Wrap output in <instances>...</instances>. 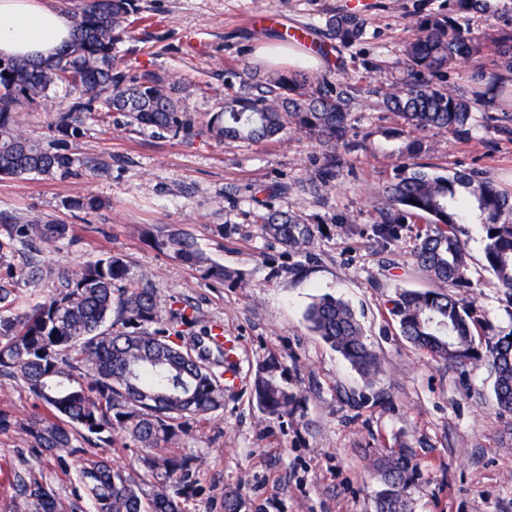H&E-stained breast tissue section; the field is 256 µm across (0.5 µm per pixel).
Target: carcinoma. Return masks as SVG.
Segmentation results:
<instances>
[{"mask_svg": "<svg viewBox=\"0 0 512 512\" xmlns=\"http://www.w3.org/2000/svg\"><path fill=\"white\" fill-rule=\"evenodd\" d=\"M499 13L496 0H448V12L424 9L404 39L399 75L381 91L385 108L403 120L388 134L403 140L395 176L375 200L384 241L403 224H427L411 252L413 264L429 282L426 289H401L389 300V313L415 348L443 366L482 362L494 376L497 406L512 411V332L493 333L476 344L482 328L475 302L449 292L469 287L465 224L485 233L486 269L502 300L512 308V189L477 169L440 173L415 162L430 150L427 133L466 136L477 123L474 99L480 91L450 89L448 69L492 57L495 69L477 80L509 95L512 31L488 38L464 25L471 15ZM70 42L41 60L0 57V178L66 174L80 162L59 141L53 146L31 137L18 121L21 106L46 101L58 85L73 95L57 124L69 138L85 120L113 114L127 125L177 135L190 129L176 88L151 71L132 74L115 55V45L144 21L136 0H85L73 16ZM368 20L360 13L333 11L324 21L319 44L331 49L362 40ZM360 88L345 76L327 78L307 68L271 70L261 77L226 71L224 105L209 114L205 127L217 141L272 140L299 135L323 148L312 182L327 189L349 171L345 155L357 145L347 139L351 110ZM486 122L512 136V112L484 113ZM264 235L291 252L308 248L314 228L300 216L270 207L257 216ZM71 238L68 224H14L0 239V385L21 383L34 400L24 418L0 409V431L19 434L28 447L62 465H74L76 483L92 512H182L181 500L196 490L201 459L178 452L192 422L224 409V374L235 372L231 350L213 328L199 333L162 318L164 299L146 274L120 256L106 253L74 266L40 259L49 247ZM222 283L234 272L210 260L193 238L169 232L156 240ZM21 259V265L15 259ZM32 287L48 283L51 295L20 308L17 281ZM308 329L342 355L366 380L379 375L384 360L366 342L354 311L344 301L322 295L305 312ZM251 399L270 417L302 412L305 397L288 389L285 367L270 354L257 362ZM121 446L133 462L119 465L104 456L85 457L86 448ZM377 480L375 512H409L419 464L405 443L371 459ZM10 512H76L48 481L24 468L11 470ZM239 488L224 489V512H240Z\"/></svg>", "mask_w": 512, "mask_h": 512, "instance_id": "obj_1", "label": "carcinoma"}]
</instances>
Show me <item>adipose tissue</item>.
Instances as JSON below:
<instances>
[{
  "instance_id": "ef3b65f1",
  "label": "adipose tissue",
  "mask_w": 512,
  "mask_h": 512,
  "mask_svg": "<svg viewBox=\"0 0 512 512\" xmlns=\"http://www.w3.org/2000/svg\"><path fill=\"white\" fill-rule=\"evenodd\" d=\"M71 33L70 16L53 0H0V56L45 59Z\"/></svg>"
}]
</instances>
